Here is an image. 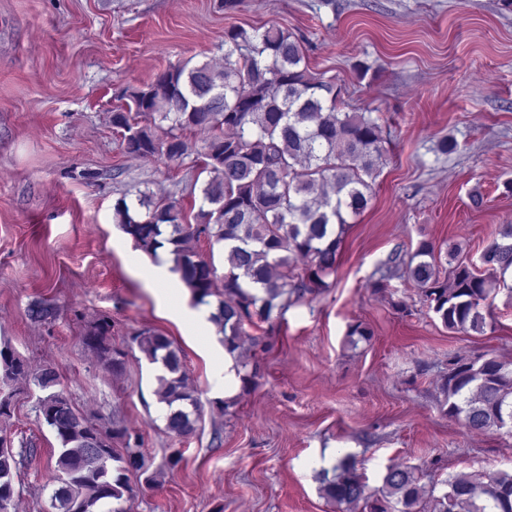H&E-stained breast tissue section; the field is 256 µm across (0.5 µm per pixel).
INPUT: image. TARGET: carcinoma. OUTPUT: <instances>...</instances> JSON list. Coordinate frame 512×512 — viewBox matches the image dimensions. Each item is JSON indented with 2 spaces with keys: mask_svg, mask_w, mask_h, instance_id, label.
<instances>
[{
  "mask_svg": "<svg viewBox=\"0 0 512 512\" xmlns=\"http://www.w3.org/2000/svg\"><path fill=\"white\" fill-rule=\"evenodd\" d=\"M126 105L112 113L122 130L125 152L136 158L196 162L209 173L200 188L194 222L182 206L140 192L118 199L113 223L134 246L158 258L168 249L171 271L180 275L194 304L216 298L209 321L224 351L241 348L244 326L267 322L283 307L288 289L326 288L336 271L345 215H361L372 199L384 165L382 128L370 112H344L334 84L309 69L303 41L273 25L224 32L221 63L188 62L171 67L141 87L125 89ZM204 134L195 148L190 136ZM224 243V292L217 269L197 249L201 240ZM303 274L295 272L297 263ZM483 270L450 248L446 257L430 242L390 258L442 325L453 332H485L497 286L508 287L512 271V224L500 225L480 256ZM34 322L54 318L46 300L27 310ZM110 321L100 319L83 337L113 372L125 353L112 348ZM152 364L161 365L156 394L165 405L166 430L188 437L196 430L201 402L189 385L181 351L169 337L145 330L132 337ZM242 388L255 384L259 364L238 361ZM45 392L38 398L40 419L58 442V487L50 497L56 512H126L136 495L129 474L143 471L140 438L119 422L112 426L77 412L70 396L57 389L58 373L34 367L8 343H0V502L14 504L15 480L36 448L22 440L14 447L9 429L12 400L21 385ZM446 415L470 431L512 429V363L486 354L455 356L441 378ZM447 491L427 494L419 468L387 467L382 485L368 490L351 454L322 471L320 493L342 512H512V473L448 476Z\"/></svg>",
  "mask_w": 512,
  "mask_h": 512,
  "instance_id": "cac0c4a2",
  "label": "carcinoma"
}]
</instances>
